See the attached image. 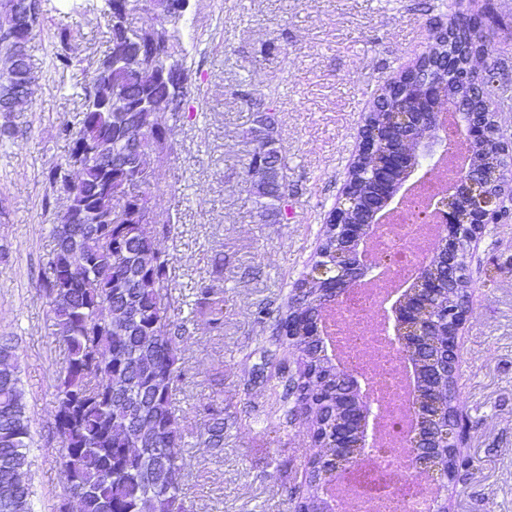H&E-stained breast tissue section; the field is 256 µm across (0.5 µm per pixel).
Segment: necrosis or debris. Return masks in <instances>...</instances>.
Returning <instances> with one entry per match:
<instances>
[{"mask_svg":"<svg viewBox=\"0 0 512 512\" xmlns=\"http://www.w3.org/2000/svg\"><path fill=\"white\" fill-rule=\"evenodd\" d=\"M422 213L421 202H414L398 223L375 234L376 252L386 258L396 278H409L421 262L416 227ZM377 316L378 301L370 288L354 290L336 314L335 333L344 361L366 374L372 398L382 405L378 425L383 434L367 461L341 480L346 492L341 507L343 512H429L432 500L423 491L424 480L407 475L409 436L399 389L403 356L397 347L380 344Z\"/></svg>","mask_w":512,"mask_h":512,"instance_id":"obj_1","label":"necrosis or debris"}]
</instances>
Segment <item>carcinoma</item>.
Returning a JSON list of instances; mask_svg holds the SVG:
<instances>
[{
	"label": "carcinoma",
	"mask_w": 512,
	"mask_h": 512,
	"mask_svg": "<svg viewBox=\"0 0 512 512\" xmlns=\"http://www.w3.org/2000/svg\"><path fill=\"white\" fill-rule=\"evenodd\" d=\"M140 0H102L101 12L108 17L112 50L97 65L86 93L78 130L72 137L71 154L84 145L99 150L100 162H83L77 178L67 170H56L52 183L72 212L85 215L82 224H55L54 247L44 271V288L50 311L58 327L64 357L56 370L54 394L55 434L61 451L66 494L63 501L77 512H190L183 484L186 428L176 408L173 391L181 376L180 340L184 323L171 315L170 274L174 255L161 251L157 236L171 227L154 229L147 237L139 224V213L153 209L147 188L127 190L132 181V156L149 152L169 141L171 128L153 123L144 102L150 94L162 95L166 84L159 70L175 67L188 74L180 44L169 43L165 51L144 66L124 61V55H144L145 45L128 41L116 20L139 7ZM470 36L457 33L440 38L436 57L422 61L418 83L437 70L438 58L456 55L468 61ZM18 74L36 77L26 53V42L12 49L0 48V99L12 92L10 67ZM420 86L409 81L394 89L384 86L375 108L366 115L382 136L394 137L390 113L410 106ZM254 148L245 171L256 197L258 216L275 220L288 204V161L276 146L277 135L262 136L260 123L250 129ZM489 147H471L470 157L481 164L509 165L512 155L495 132ZM371 162H351L345 220L365 223L363 195L371 188ZM322 244L309 260L321 265L327 275H336V230L324 223ZM427 272L438 277L448 307L457 308L468 294L459 283L448 288L449 271L438 261ZM303 296H293L280 311L276 323L277 347L296 356L295 368L278 366L283 399L293 401L285 412L287 422L300 417L309 429L323 437L322 446L308 461L306 485L295 491L294 512H323L320 502L321 470L314 458L336 441V409L345 394H336V373L319 356L314 339L288 324L309 316L321 307L324 284L303 279ZM198 305L208 308L212 324L224 322V304L211 299L214 286L193 287ZM434 328L419 336V355L425 364L458 362V354L437 345ZM17 345L0 336V358L14 361L0 375V512H31V484L22 479L28 467L30 423L25 393L17 373ZM457 371H448V386L423 388L426 411H442L450 426H458L452 391ZM215 453L224 451V418L212 417L197 435ZM448 483L456 485L466 461L453 452L439 462Z\"/></svg>",
	"instance_id": "carcinoma-1"
}]
</instances>
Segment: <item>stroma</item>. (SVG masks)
Segmentation results:
<instances>
[{
	"instance_id": "35a3bbf8",
	"label": "stroma",
	"mask_w": 512,
	"mask_h": 512,
	"mask_svg": "<svg viewBox=\"0 0 512 512\" xmlns=\"http://www.w3.org/2000/svg\"><path fill=\"white\" fill-rule=\"evenodd\" d=\"M452 0H189L180 42L193 94L151 161L159 239L173 254L174 295L213 281L224 322L191 314L181 343L176 401L187 429L185 489L193 512H293L291 488L314 451L307 427L271 409L269 379L256 376L261 348L319 243L382 87L432 45ZM497 31L486 65L504 140L512 142V0H478ZM27 43L36 83L30 103L0 113V336L13 337L34 444L27 476L34 512H54L64 493L54 435L53 371L64 351L43 289L50 228L64 201L52 188L66 166L90 75L111 48L94 0H44ZM71 57L60 68L58 55ZM276 103L288 160V219L259 221L245 183L252 107ZM268 309L259 317V309ZM456 404L471 460L448 493L450 512H512V213L488 225L473 262L469 314L458 347ZM224 413V451L197 439L208 408Z\"/></svg>"
}]
</instances>
